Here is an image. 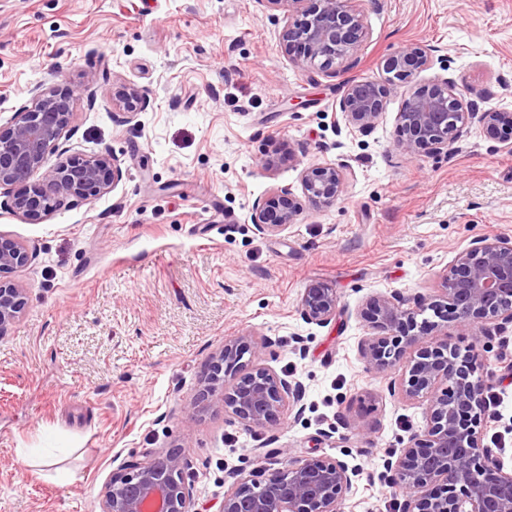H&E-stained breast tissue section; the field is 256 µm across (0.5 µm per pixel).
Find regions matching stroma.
<instances>
[{"label": "stroma", "mask_w": 512, "mask_h": 512, "mask_svg": "<svg viewBox=\"0 0 512 512\" xmlns=\"http://www.w3.org/2000/svg\"><path fill=\"white\" fill-rule=\"evenodd\" d=\"M355 6L369 38L327 73L291 62L279 33L298 16L263 0H0V124L35 85L71 88V154L108 152L123 171L108 193L55 198L38 221L0 194V235L33 255L5 275L25 307L0 335V512H99L113 470L170 448L199 508L263 457L347 462L359 472L347 512L396 501L384 461L424 431L427 403L390 395V373L366 368L360 312L374 296L431 292L475 237H512V145L475 119L458 151L409 165L395 146L404 89L367 135L336 105L348 81L380 77L384 57L424 41L437 52L413 87L449 78L478 111L512 113V0ZM124 82L145 110L113 107ZM314 163L350 166L342 200L258 234L253 206L276 188L301 195ZM315 282L338 296L324 327L301 314ZM236 336L274 339L263 362L303 384L301 417L252 429L202 396L205 367ZM437 338L484 359L502 399L485 442L504 438L511 468L512 327L477 343L451 320Z\"/></svg>", "instance_id": "obj_1"}]
</instances>
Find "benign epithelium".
Listing matches in <instances>:
<instances>
[{
    "mask_svg": "<svg viewBox=\"0 0 512 512\" xmlns=\"http://www.w3.org/2000/svg\"><path fill=\"white\" fill-rule=\"evenodd\" d=\"M272 10L299 12L303 20L287 24L279 37L292 62L316 65L325 72L357 59L369 32L351 0H263ZM435 46L413 42L386 56L381 78L346 83L339 109L347 126L362 134L378 124L387 97L433 62ZM31 106L0 125V187L20 191L14 212L38 220L51 210L54 195L89 199L105 194L122 179L108 153L89 158L67 155L74 91L35 86ZM112 104L140 112L146 100L137 86L116 88ZM473 113L455 83L446 78L427 88H409L396 115L395 145L410 161L427 150L447 154L458 149ZM479 121L502 140H512V114L488 110ZM57 162L49 164V156ZM352 176L344 164H313L302 173V191L313 207L341 200ZM301 204L286 188L255 205L252 224L261 234H277L295 223ZM32 259L21 242L0 237V271L27 267ZM301 313L320 326L336 318V289L315 283L305 289ZM24 291L0 281V331L16 322ZM464 329H482L491 320L501 329L512 324V239L480 236L458 251L437 294L404 298L379 296L366 304L365 320L379 335L361 343L367 366L385 372L412 354L387 386L390 395L428 401L427 425L412 433L385 462L389 484L401 500L397 512H512V470L484 444L494 415L484 399L486 379L479 355L430 337L448 315ZM268 337L224 341L210 379L222 382L224 411L257 429L280 424L285 414L300 415L305 389L261 364L272 347ZM250 357H245V354ZM186 460L175 450L155 452L120 466L100 492V512H194L185 481ZM358 473L339 459H305L282 467L232 474L219 512H346Z\"/></svg>",
    "mask_w": 512,
    "mask_h": 512,
    "instance_id": "benign-epithelium-1",
    "label": "benign epithelium"
}]
</instances>
